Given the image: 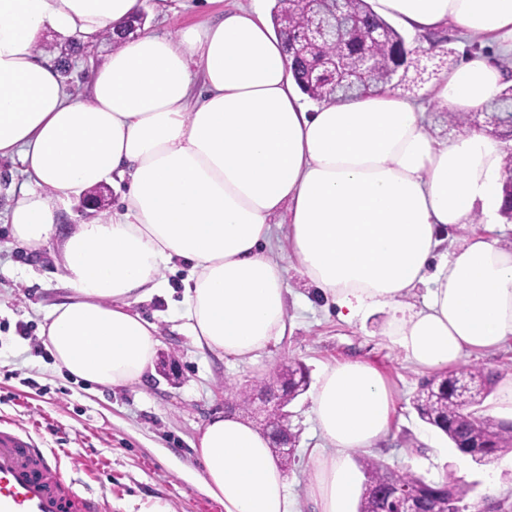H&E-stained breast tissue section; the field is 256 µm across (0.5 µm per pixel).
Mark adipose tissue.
Segmentation results:
<instances>
[{
	"mask_svg": "<svg viewBox=\"0 0 512 512\" xmlns=\"http://www.w3.org/2000/svg\"><path fill=\"white\" fill-rule=\"evenodd\" d=\"M412 33L453 29L494 48L439 69L413 98L394 88L308 108L285 43L257 0L178 36L145 27L67 92L45 35L87 42L145 0H0V158L19 163L5 220L31 250L57 248L70 292L45 317L57 365L102 386L140 383L158 327L133 304L183 267L195 345L247 361L288 331L287 237L298 270L346 322L385 309V334L423 372L512 339V248L496 224L504 149L465 126L436 139L428 111H482L512 83V0H371ZM126 183L112 216L62 225L67 197ZM426 287L422 307L406 298ZM394 396L372 366L325 368L311 410L326 445L310 481L317 512H352L350 452L389 431ZM202 486L224 512H297L269 436L234 414L197 438Z\"/></svg>",
	"mask_w": 512,
	"mask_h": 512,
	"instance_id": "1",
	"label": "adipose tissue"
}]
</instances>
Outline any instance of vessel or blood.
Wrapping results in <instances>:
<instances>
[{
    "label": "vessel or blood",
    "mask_w": 512,
    "mask_h": 512,
    "mask_svg": "<svg viewBox=\"0 0 512 512\" xmlns=\"http://www.w3.org/2000/svg\"><path fill=\"white\" fill-rule=\"evenodd\" d=\"M0 512H107L101 497L79 494L56 456L18 421L0 418Z\"/></svg>",
    "instance_id": "vessel-or-blood-1"
}]
</instances>
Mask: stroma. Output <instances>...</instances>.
<instances>
[{
	"label": "stroma",
	"mask_w": 512,
	"mask_h": 512,
	"mask_svg": "<svg viewBox=\"0 0 512 512\" xmlns=\"http://www.w3.org/2000/svg\"><path fill=\"white\" fill-rule=\"evenodd\" d=\"M232 3L211 0L201 10L194 0H171L166 17L148 12L144 22L173 35L220 17ZM39 49L53 62L69 63L75 78L70 89L82 93L88 86L85 73L102 62L112 46L103 39L78 42L53 35L43 39ZM277 258L285 268L290 328L265 353L240 362L199 350L184 327L186 273L169 270L165 292L135 306L160 327L153 373L134 386L106 387L57 368L43 343L42 326L46 313L69 292L51 248L25 253L14 245L10 225L0 223V415L24 424L41 447L61 461L74 489L106 497L110 512H150L157 503L168 512H224L201 486L203 464L194 443L199 427L214 414L250 417L247 406L227 402L225 385L272 381L275 368L288 362L302 363L314 382L327 366L360 360L384 375L395 409L387 436L376 447L352 452L351 461L366 455L430 479L461 469L475 485L468 512H481L484 498L491 494L512 499V468L499 469L494 489H487L488 464L472 462L459 468L447 438L418 418L411 399L423 376L384 336L387 312L344 322L307 284L287 247H280ZM311 399V392H304L288 407L298 443L284 476L299 512H315L309 478L313 450L321 439Z\"/></svg>",
	"instance_id": "35a3bbf8"
}]
</instances>
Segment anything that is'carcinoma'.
Listing matches in <instances>:
<instances>
[{
  "mask_svg": "<svg viewBox=\"0 0 512 512\" xmlns=\"http://www.w3.org/2000/svg\"><path fill=\"white\" fill-rule=\"evenodd\" d=\"M302 7L291 0H275L271 20L276 32L289 36L299 23ZM359 14L370 28H381L387 33L383 56L387 70H396L407 63L413 52L405 37L390 22L375 15L367 0H348L344 20ZM333 51L327 45L321 51L295 59L294 76L302 90L320 103L339 104L358 95L369 93L388 83L386 76L370 80L366 85L347 86L324 76L325 86L318 88L309 80L312 72L323 71L324 58ZM489 111L512 114V86L489 103ZM494 373L480 366H469L436 375L419 387L411 403L419 418L447 437L452 446L468 454L477 462H489L502 453L512 451V424L488 413L484 401L491 392ZM365 476L363 492L357 512H378L382 509L377 491L396 476L418 490L425 512H467L466 498L474 484L461 481L448 472L438 481H428L412 472L394 471L383 463L365 458L362 461Z\"/></svg>",
  "mask_w": 512,
  "mask_h": 512,
  "instance_id": "obj_1",
  "label": "carcinoma"
}]
</instances>
